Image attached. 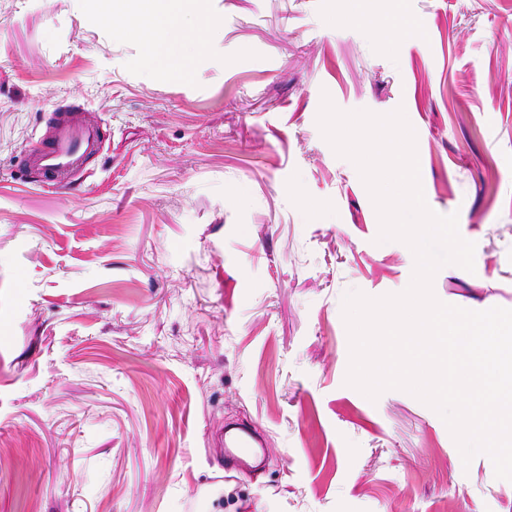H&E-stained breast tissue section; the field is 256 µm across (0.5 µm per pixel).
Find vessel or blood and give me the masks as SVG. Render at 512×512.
Returning <instances> with one entry per match:
<instances>
[{
	"label": "vessel or blood",
	"mask_w": 512,
	"mask_h": 512,
	"mask_svg": "<svg viewBox=\"0 0 512 512\" xmlns=\"http://www.w3.org/2000/svg\"><path fill=\"white\" fill-rule=\"evenodd\" d=\"M53 134L47 144L29 154L27 165L41 174L45 183L57 188L75 185L82 177L89 159L104 150L100 131L83 121L79 107L53 115ZM256 439L243 430L224 439V463L242 471L253 453Z\"/></svg>",
	"instance_id": "b4317fda"
}]
</instances>
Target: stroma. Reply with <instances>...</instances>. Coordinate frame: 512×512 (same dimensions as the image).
I'll use <instances>...</instances> for the list:
<instances>
[{"instance_id":"1","label":"stroma","mask_w":512,"mask_h":512,"mask_svg":"<svg viewBox=\"0 0 512 512\" xmlns=\"http://www.w3.org/2000/svg\"><path fill=\"white\" fill-rule=\"evenodd\" d=\"M346 2L156 0L147 45L136 0H0V512H512L433 409L346 385L344 295L415 259L317 124L404 109L476 245L435 296L512 309V0H356L419 24L395 45ZM69 103L106 149L62 191L23 159ZM229 423L267 449L241 475Z\"/></svg>"}]
</instances>
